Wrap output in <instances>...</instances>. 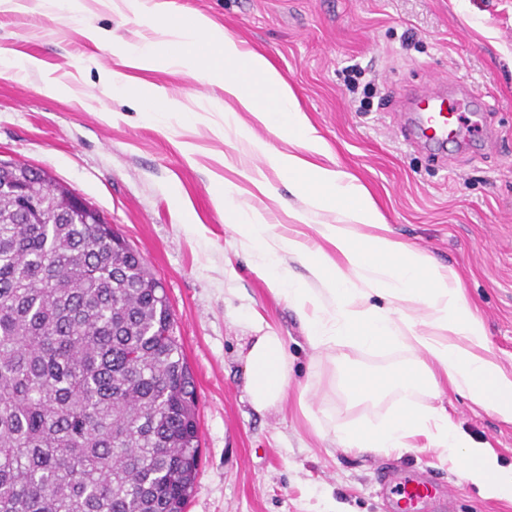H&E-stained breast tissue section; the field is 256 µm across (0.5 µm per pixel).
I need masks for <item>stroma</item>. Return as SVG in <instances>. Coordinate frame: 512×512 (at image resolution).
Returning <instances> with one entry per match:
<instances>
[{"mask_svg":"<svg viewBox=\"0 0 512 512\" xmlns=\"http://www.w3.org/2000/svg\"><path fill=\"white\" fill-rule=\"evenodd\" d=\"M25 13L0 12V47L42 60L41 70L0 75V159L47 171L103 213L163 283L173 334L193 374L200 466L185 512H321L332 494L350 512H393L388 469L430 474L439 492L418 512H512L460 476L454 462L413 438L412 449L359 453L335 442L337 428L373 422L399 402H352L340 369L306 339L300 314L271 293L256 258L218 207L216 189L241 190L282 238L321 245L315 230L289 217L305 209L287 175L262 155L224 141V91L214 81L143 71L118 55L155 39L147 20L85 0L83 24L58 19L47 0ZM224 28L244 49L265 55L294 90L329 145L325 163L355 175L384 215L392 237L453 268L486 327V346L512 370V0H173ZM106 30L97 47L84 26ZM372 82L366 111L346 87L352 67ZM113 72L135 90L112 96ZM67 96L45 92L46 77ZM481 93L496 136L476 154L439 161L412 148L398 127L408 90L431 92L447 79ZM188 106L192 117L163 125L150 86ZM264 170L271 195L248 180ZM285 340L288 385L282 404L258 411L245 390V354L256 319ZM308 395V409L299 406ZM462 431L512 465V424L450 386L434 400Z\"/></svg>","mask_w":512,"mask_h":512,"instance_id":"obj_1","label":"stroma"}]
</instances>
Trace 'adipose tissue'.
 Instances as JSON below:
<instances>
[{
  "label": "adipose tissue",
  "mask_w": 512,
  "mask_h": 512,
  "mask_svg": "<svg viewBox=\"0 0 512 512\" xmlns=\"http://www.w3.org/2000/svg\"><path fill=\"white\" fill-rule=\"evenodd\" d=\"M122 8L148 20L160 42L126 44L127 64L153 68L159 46H167L166 64L177 72L216 74L224 89V133L247 143L263 155L270 168L287 174L312 207L336 214L332 223L314 226L332 252L305 242L277 237L271 225L250 217L237 204L231 185L219 188L216 201L236 231L257 255V273L272 293L290 299L305 322L307 339L326 354L337 346L382 350L411 340L425 360L397 364L385 373L350 370L349 391L361 399L386 392L400 395V406L377 425L345 427L341 447L361 451L409 447L425 435L430 447L454 461L463 479L487 498L512 502V466H502L496 453L460 431L445 408L415 401L418 389L439 391L441 381L473 403L512 423V372L488 353L485 326L467 302L461 281L452 268L439 266L427 253L388 236L386 221L366 188L354 175L318 164L328 144L317 135L299 106L292 88L261 54L243 50L239 41L194 12L175 20L172 0H121ZM253 118L294 146L285 153L250 139L240 113ZM374 234L360 233V225ZM300 260L319 282L305 288L280 270V253ZM391 299V307L368 306L370 293ZM245 389L259 411L277 408L288 383L285 342L273 329L252 337L245 356Z\"/></svg>",
  "instance_id": "1"
}]
</instances>
